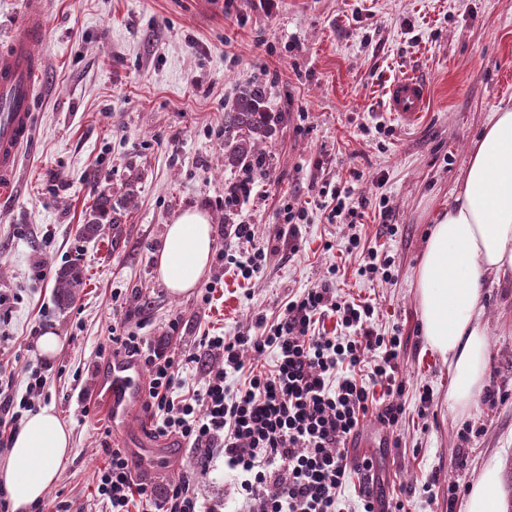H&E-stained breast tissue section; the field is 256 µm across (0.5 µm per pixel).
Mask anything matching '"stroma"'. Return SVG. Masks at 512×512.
Masks as SVG:
<instances>
[{"label": "stroma", "instance_id": "stroma-1", "mask_svg": "<svg viewBox=\"0 0 512 512\" xmlns=\"http://www.w3.org/2000/svg\"><path fill=\"white\" fill-rule=\"evenodd\" d=\"M46 2L47 31L33 44L40 99L17 187L0 195V369L22 391L26 369L46 366L35 404L54 407L72 430L74 452L41 512H106L96 473L114 447L157 490L194 466L179 439L151 441L142 410L117 433L101 414L99 374L113 356L99 348L114 324L180 354L204 333L231 336L256 317L274 319L288 296L318 285L333 265L338 293L374 303L379 331L403 338L406 414L394 430L366 417L358 434L384 497L406 498L409 512H466L487 466L512 471V287L491 283L484 294L489 379L500 397L477 399L464 414L448 401L451 375L423 336L414 288L427 232L462 184L484 125L512 106V0ZM404 75L429 85L424 113L410 125L386 106L387 88ZM249 81L266 85L278 125L269 178L234 206L233 221L254 225L264 240L286 204L305 203L299 249L280 245L249 279L211 264L224 274L211 302L202 300L206 277L191 295H172L154 256L175 216L207 213L216 247L225 244L224 187L247 172L224 165V110ZM353 172L349 205L361 222L329 223L322 189ZM105 190L113 205L105 234L84 237ZM371 248L391 259V281L360 275ZM71 264L83 284L63 306L56 274ZM36 328L60 336L53 358L40 357ZM423 390L433 396L425 412ZM198 493L223 512L242 508L223 459Z\"/></svg>", "mask_w": 512, "mask_h": 512}]
</instances>
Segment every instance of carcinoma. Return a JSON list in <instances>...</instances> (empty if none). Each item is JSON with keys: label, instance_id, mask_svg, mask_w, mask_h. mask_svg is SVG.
Here are the masks:
<instances>
[{"label": "carcinoma", "instance_id": "obj_1", "mask_svg": "<svg viewBox=\"0 0 512 512\" xmlns=\"http://www.w3.org/2000/svg\"><path fill=\"white\" fill-rule=\"evenodd\" d=\"M266 86L247 82L239 88L231 106L224 112V167H243L250 172L261 171L267 163L264 145L272 140L275 117L266 109ZM111 205V195L102 192L95 212L98 217L82 225L81 233L87 238L102 235L104 217ZM82 284V270L77 265L60 269L57 273L58 301L69 304L76 289Z\"/></svg>", "mask_w": 512, "mask_h": 512}]
</instances>
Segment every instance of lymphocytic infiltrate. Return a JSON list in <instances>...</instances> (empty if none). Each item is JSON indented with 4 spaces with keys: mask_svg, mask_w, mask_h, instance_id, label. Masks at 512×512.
<instances>
[{
    "mask_svg": "<svg viewBox=\"0 0 512 512\" xmlns=\"http://www.w3.org/2000/svg\"><path fill=\"white\" fill-rule=\"evenodd\" d=\"M283 219L269 241L256 240L253 225H234L232 236L242 251L224 253V263L247 278L259 273L276 242L297 243L305 210L286 206ZM374 313L372 304L337 296L324 281L289 298L276 321L257 318L229 338L201 336L179 356L114 324L116 352L137 360L147 374L143 409L154 434L187 443L197 470L157 496L133 480L123 449H109L97 478L108 512H130L138 498L154 501L156 512H218L197 492L200 476L218 457L234 472L249 512H342L341 491L354 473L361 477L360 512H406L402 498L381 500L372 460L352 458L348 448L367 415L394 427L405 413L402 338L378 333ZM327 319L335 321L336 335L321 331ZM268 352L274 355L269 366L245 360ZM192 365L201 368L204 383L185 396L182 374ZM234 375L243 382L233 389L227 380ZM46 382L44 369H30L20 396L12 377L0 373V437L16 432Z\"/></svg>",
    "mask_w": 512,
    "mask_h": 512,
    "instance_id": "obj_1",
    "label": "lymphocytic infiltrate"
}]
</instances>
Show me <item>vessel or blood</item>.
I'll return each instance as SVG.
<instances>
[{"label":"vessel or blood","mask_w":512,"mask_h":512,"mask_svg":"<svg viewBox=\"0 0 512 512\" xmlns=\"http://www.w3.org/2000/svg\"><path fill=\"white\" fill-rule=\"evenodd\" d=\"M44 24L43 0H26L25 19L6 50L0 52V191L13 187L23 146L30 138L39 93L32 44ZM426 82L414 76L395 79L387 89L392 116L411 124L421 116L427 100ZM98 404L114 427H122L130 406L142 403L143 375L130 359L113 360L100 381Z\"/></svg>","instance_id":"obj_1"}]
</instances>
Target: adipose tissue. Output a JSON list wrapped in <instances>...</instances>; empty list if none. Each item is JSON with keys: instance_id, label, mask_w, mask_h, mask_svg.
Masks as SVG:
<instances>
[{"instance_id": "obj_1", "label": "adipose tissue", "mask_w": 512, "mask_h": 512, "mask_svg": "<svg viewBox=\"0 0 512 512\" xmlns=\"http://www.w3.org/2000/svg\"><path fill=\"white\" fill-rule=\"evenodd\" d=\"M214 253L206 213L191 209L166 227L155 257L159 280L191 293ZM512 281V108L494 112L477 141L454 201L433 224L415 288L429 347L448 363V400L467 412L486 386L490 342L483 322L487 275ZM0 459V486L12 512H30L59 479L73 453L72 431L51 407L27 413Z\"/></svg>"}]
</instances>
